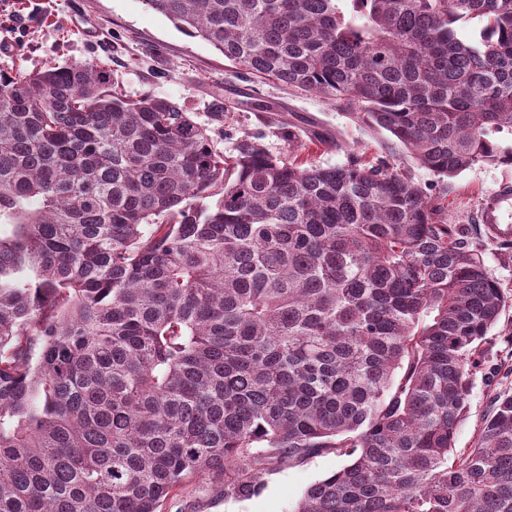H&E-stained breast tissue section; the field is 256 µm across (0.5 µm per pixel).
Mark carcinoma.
Instances as JSON below:
<instances>
[{
  "label": "carcinoma",
  "mask_w": 512,
  "mask_h": 512,
  "mask_svg": "<svg viewBox=\"0 0 512 512\" xmlns=\"http://www.w3.org/2000/svg\"><path fill=\"white\" fill-rule=\"evenodd\" d=\"M142 2L437 176L512 164V0ZM235 152L100 60L0 73V512L246 500L324 453L295 512H512V393L455 447L507 303L465 229L396 170Z\"/></svg>",
  "instance_id": "carcinoma-1"
}]
</instances>
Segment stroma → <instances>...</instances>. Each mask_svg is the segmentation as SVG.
Segmentation results:
<instances>
[{
    "instance_id": "stroma-1",
    "label": "stroma",
    "mask_w": 512,
    "mask_h": 512,
    "mask_svg": "<svg viewBox=\"0 0 512 512\" xmlns=\"http://www.w3.org/2000/svg\"><path fill=\"white\" fill-rule=\"evenodd\" d=\"M91 59L109 65L113 83L127 97H164L194 113L225 155H232L236 140L248 133L272 155L294 154L308 165H344L353 159L385 164L411 176L433 201L444 204L449 223L469 227L470 241L509 298L486 337L484 360L472 377L467 410L457 426L456 447H472L492 393L512 389V240L482 230L489 197L512 187V165H477L452 178L436 176L407 157L389 132L351 121L321 97L296 95L243 73L142 0H0V72L18 64L33 70ZM217 110L223 111V122H212ZM282 116L293 124L294 141H287L275 124ZM322 133L337 137L338 145L320 142ZM344 463L336 454H322L275 470L266 475L261 493L247 500L225 498L223 484L205 477L178 490L163 512H293L311 484Z\"/></svg>"
}]
</instances>
